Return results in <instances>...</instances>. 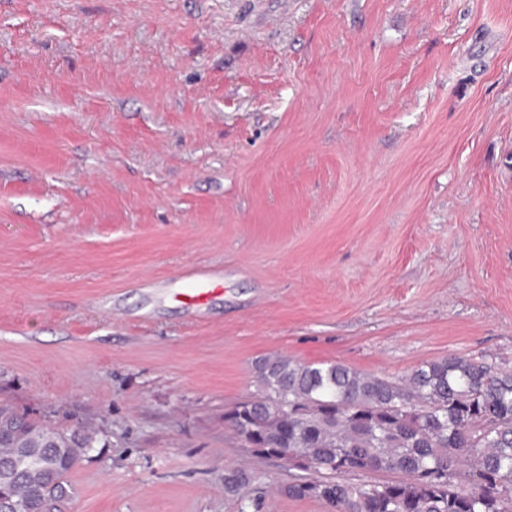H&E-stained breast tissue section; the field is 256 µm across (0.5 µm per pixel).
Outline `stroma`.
<instances>
[{"mask_svg": "<svg viewBox=\"0 0 512 512\" xmlns=\"http://www.w3.org/2000/svg\"><path fill=\"white\" fill-rule=\"evenodd\" d=\"M271 354L512 366V0H0V408L94 431L60 512H328L224 419Z\"/></svg>", "mask_w": 512, "mask_h": 512, "instance_id": "35a3bbf8", "label": "stroma"}]
</instances>
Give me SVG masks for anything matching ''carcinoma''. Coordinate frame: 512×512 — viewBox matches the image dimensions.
<instances>
[{
    "mask_svg": "<svg viewBox=\"0 0 512 512\" xmlns=\"http://www.w3.org/2000/svg\"><path fill=\"white\" fill-rule=\"evenodd\" d=\"M254 370L261 393L226 421L255 455L320 473L291 479L288 497L330 512H512V367L450 355L403 384L283 356ZM94 443L81 427L37 429L0 409V492L25 512H53ZM247 481L227 471L224 491Z\"/></svg>",
    "mask_w": 512,
    "mask_h": 512,
    "instance_id": "cac0c4a2",
    "label": "carcinoma"
}]
</instances>
